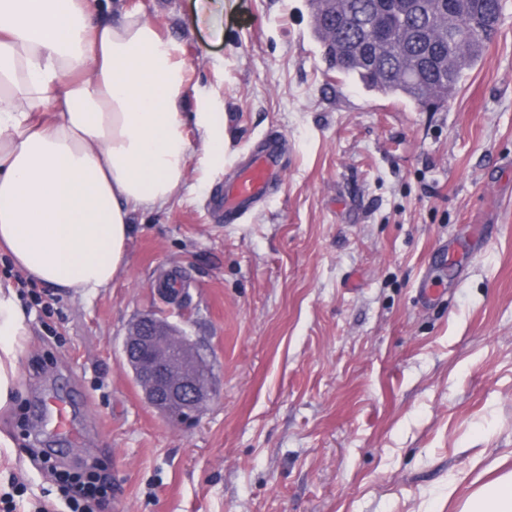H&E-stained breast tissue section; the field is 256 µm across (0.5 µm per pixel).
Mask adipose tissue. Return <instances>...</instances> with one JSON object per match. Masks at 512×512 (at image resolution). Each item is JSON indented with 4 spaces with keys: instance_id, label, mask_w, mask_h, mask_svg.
Returning a JSON list of instances; mask_svg holds the SVG:
<instances>
[{
    "instance_id": "adipose-tissue-1",
    "label": "adipose tissue",
    "mask_w": 512,
    "mask_h": 512,
    "mask_svg": "<svg viewBox=\"0 0 512 512\" xmlns=\"http://www.w3.org/2000/svg\"><path fill=\"white\" fill-rule=\"evenodd\" d=\"M183 48L98 0H0V251L38 284L94 294L127 262L138 211L165 207L189 139ZM26 313L0 281V409L19 384ZM459 512H512V470Z\"/></svg>"
}]
</instances>
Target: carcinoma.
<instances>
[{"instance_id": "cac0c4a2", "label": "carcinoma", "mask_w": 512, "mask_h": 512, "mask_svg": "<svg viewBox=\"0 0 512 512\" xmlns=\"http://www.w3.org/2000/svg\"><path fill=\"white\" fill-rule=\"evenodd\" d=\"M328 70L357 78L368 91L439 108L493 42L503 0H310ZM388 18L386 47L371 22Z\"/></svg>"}]
</instances>
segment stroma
I'll list each match as a JSON object with an SVG mask.
<instances>
[{"label": "stroma", "instance_id": "stroma-1", "mask_svg": "<svg viewBox=\"0 0 512 512\" xmlns=\"http://www.w3.org/2000/svg\"><path fill=\"white\" fill-rule=\"evenodd\" d=\"M114 0L185 50L188 84L216 99L224 157L193 125L183 187L137 213L125 269L89 297L22 305L19 387L0 410V490L52 488L106 460L122 512H454L512 453V0L501 33L435 111L327 77L309 0ZM285 137L272 197L218 221L225 179L265 134ZM438 304L417 297L422 275ZM175 278L185 301L157 291ZM150 313L214 365L193 427L142 399L122 340ZM70 399L81 442L39 430ZM458 478L449 493V478Z\"/></svg>", "mask_w": 512, "mask_h": 512}]
</instances>
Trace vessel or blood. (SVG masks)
<instances>
[{"instance_id":"b4317fda","label":"vessel or blood","mask_w":512,"mask_h":512,"mask_svg":"<svg viewBox=\"0 0 512 512\" xmlns=\"http://www.w3.org/2000/svg\"><path fill=\"white\" fill-rule=\"evenodd\" d=\"M283 167V136L277 132L268 133L261 139L250 161L224 182V191L216 208L225 223H237L255 203L267 198L280 181ZM40 415L57 431L72 434L65 400L54 398L44 403Z\"/></svg>"}]
</instances>
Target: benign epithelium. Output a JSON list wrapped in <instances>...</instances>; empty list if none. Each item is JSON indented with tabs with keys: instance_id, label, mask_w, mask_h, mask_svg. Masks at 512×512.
<instances>
[{
	"instance_id": "benign-epithelium-1",
	"label": "benign epithelium",
	"mask_w": 512,
	"mask_h": 512,
	"mask_svg": "<svg viewBox=\"0 0 512 512\" xmlns=\"http://www.w3.org/2000/svg\"><path fill=\"white\" fill-rule=\"evenodd\" d=\"M122 352L146 402L175 424L196 420L213 399V378L194 340L166 319L133 322Z\"/></svg>"
}]
</instances>
